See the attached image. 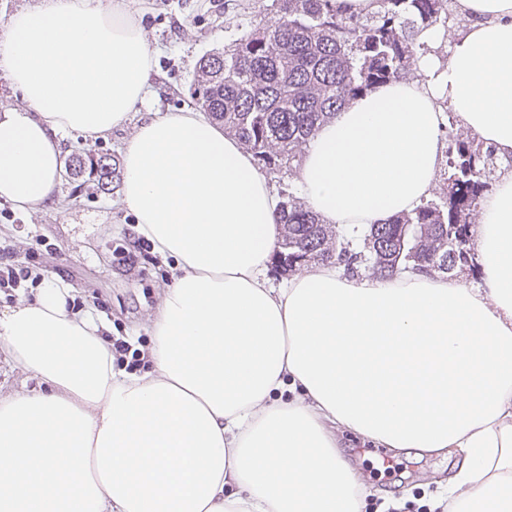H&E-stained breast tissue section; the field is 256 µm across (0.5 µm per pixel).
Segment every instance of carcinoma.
<instances>
[{
    "instance_id": "1",
    "label": "carcinoma",
    "mask_w": 512,
    "mask_h": 512,
    "mask_svg": "<svg viewBox=\"0 0 512 512\" xmlns=\"http://www.w3.org/2000/svg\"><path fill=\"white\" fill-rule=\"evenodd\" d=\"M276 2L275 16L201 56L190 85L195 103L269 173L299 161L317 129L351 98L406 77L417 60L418 34L448 19V0H374L376 10L362 16L343 14L336 0ZM497 168L492 146L450 139L448 193L371 225L360 249L342 245L336 227L284 193L276 270L288 275L333 263L351 275L394 276L409 268L449 274L473 259L470 215L496 182ZM65 174L74 183L86 176L99 194H112L107 156L72 154Z\"/></svg>"
}]
</instances>
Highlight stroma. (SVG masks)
<instances>
[{"instance_id": "stroma-1", "label": "stroma", "mask_w": 512, "mask_h": 512, "mask_svg": "<svg viewBox=\"0 0 512 512\" xmlns=\"http://www.w3.org/2000/svg\"><path fill=\"white\" fill-rule=\"evenodd\" d=\"M136 6L156 49L151 104L162 112L191 110L189 86L198 59L224 48L261 17L275 12L273 0H218L213 7L199 0H137ZM134 132L130 124L98 139L78 132L66 134L65 153L111 155L116 166L111 195L96 194L89 185L76 194L65 180L53 206L23 213L0 200V245H15V263L36 265L41 277L73 288L75 297L104 303L101 317L111 323L113 336L146 342L171 272L136 236L133 215L119 205L123 184L119 146ZM119 247L136 254L137 263L131 269H119L115 263L114 251ZM343 445L359 475L368 512H384L392 503L402 512H416L428 502L436 482H447L460 463L456 456L389 451L390 460L409 466V478L401 483L378 472L376 445L348 438Z\"/></svg>"}]
</instances>
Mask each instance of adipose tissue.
Masks as SVG:
<instances>
[{"mask_svg": "<svg viewBox=\"0 0 512 512\" xmlns=\"http://www.w3.org/2000/svg\"><path fill=\"white\" fill-rule=\"evenodd\" d=\"M135 0H36L0 27V199L54 203L65 134L146 106L155 52ZM446 60L351 99L304 148L306 205L349 241L426 199L440 101L512 158V0H457ZM121 205L177 272L145 369L47 282L0 312V350L45 384L0 396V512H365L342 436L461 455L453 512H512V173L480 205V283L321 265L274 284L281 200L198 112H156L122 147Z\"/></svg>", "mask_w": 512, "mask_h": 512, "instance_id": "ef3b65f1", "label": "adipose tissue"}]
</instances>
